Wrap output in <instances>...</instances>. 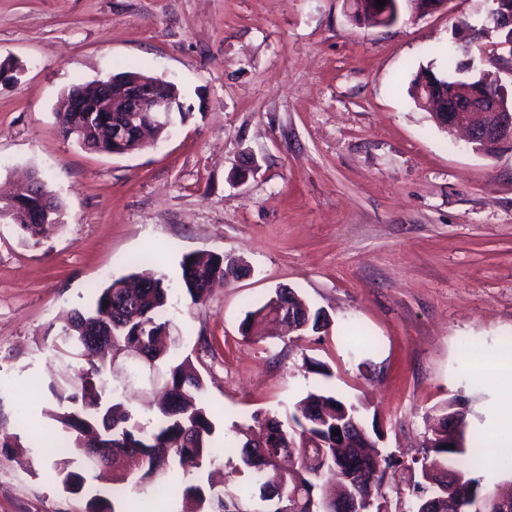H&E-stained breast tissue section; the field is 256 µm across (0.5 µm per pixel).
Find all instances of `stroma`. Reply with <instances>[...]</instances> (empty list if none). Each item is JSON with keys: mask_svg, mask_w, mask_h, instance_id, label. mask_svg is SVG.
<instances>
[{"mask_svg": "<svg viewBox=\"0 0 512 512\" xmlns=\"http://www.w3.org/2000/svg\"><path fill=\"white\" fill-rule=\"evenodd\" d=\"M478 6L382 26L354 21L350 0H0V61L22 69L0 83V195L35 171L63 204L37 243L0 218V512H84L45 480L49 448L9 436L53 401L63 315L142 268L174 286L168 316L205 382L226 493L250 480L239 426L322 388L382 428L387 512H409L449 400L467 399L494 449L499 393L470 355H512V151H474L408 94L419 68L446 69ZM128 70L174 82L188 118L125 155L63 139L64 94ZM196 252L243 269L199 304L176 287ZM280 287L326 311L328 332L243 337Z\"/></svg>", "mask_w": 512, "mask_h": 512, "instance_id": "stroma-1", "label": "stroma"}]
</instances>
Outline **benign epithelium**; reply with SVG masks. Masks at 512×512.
<instances>
[{"label":"benign epithelium","instance_id":"7a95c632","mask_svg":"<svg viewBox=\"0 0 512 512\" xmlns=\"http://www.w3.org/2000/svg\"><path fill=\"white\" fill-rule=\"evenodd\" d=\"M404 0H386L382 10L377 3L359 2V10L379 13V17L399 16ZM481 28L466 23L455 28V40L462 49L458 77L449 92L442 83L430 78L423 81L418 94L423 106L444 114L440 126L448 131L464 130L473 149L493 156L503 147L512 149V101L498 84L488 80L483 66L495 67L512 76V64L503 55L474 52L472 44L491 34H509V55L512 56V0H489ZM176 85L159 77L129 73L98 79L90 91L73 90L65 99V112H138L144 115L143 124L134 132L121 123L101 122L99 133L112 141V154L124 155L130 134L139 140L159 133L185 118L184 105L175 91ZM113 376L126 387L144 381L153 386L162 383L161 372L144 361L141 346L134 343L124 347L113 363ZM485 507L489 512H506L509 497L497 491H486Z\"/></svg>","mask_w":512,"mask_h":512}]
</instances>
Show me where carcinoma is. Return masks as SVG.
<instances>
[{"instance_id":"obj_1","label":"carcinoma","mask_w":512,"mask_h":512,"mask_svg":"<svg viewBox=\"0 0 512 512\" xmlns=\"http://www.w3.org/2000/svg\"><path fill=\"white\" fill-rule=\"evenodd\" d=\"M51 205L48 221L23 224L21 229L37 241L60 227L62 206L44 190ZM39 196L28 188L0 204V212L20 207L36 208ZM180 287L195 303L205 300V285L226 277L224 257L210 253H192L180 263ZM125 281L118 278L92 291L93 303L72 311L52 342V357L57 363V376L49 384L55 404L42 410L46 431L35 426L34 436L51 435L50 448L54 461L50 479L66 493L77 494L84 487L83 472H96V479L106 480L104 469L112 464L131 478V487H101L88 495L85 512H115L111 499L122 498L126 512H154L151 500L161 489L165 499L181 498V512H258L252 501L267 503L266 512L288 508L289 493L295 487L306 495H314L313 512H336V501L353 496L378 500L384 470L394 463L377 451L381 439L379 429L366 432L365 444L342 445L332 431L362 423L360 407L336 398L322 389L308 392L300 399L287 420L277 415L252 416L262 432L260 440L249 438L253 425H242L245 438L240 461L251 476V488L240 495L224 493L214 486L201 485L203 472L219 463V448L211 441L214 432L212 412L205 399V386L192 361L178 359L177 348L167 344L164 330L174 327L166 317L171 288L161 277H148L150 287L143 289L124 316L107 317L110 292ZM285 300L304 318L307 326L288 330L320 333L328 331L331 320L318 309L313 310L292 289H283ZM274 292L261 306L246 314L241 323L242 335L258 336V327L275 310ZM96 327L124 346L143 342L148 354L163 373L168 392L157 410L141 420L124 406L119 397L124 389L111 379L109 369L88 361V367L75 369L73 362L85 356L78 337L85 327ZM454 398L442 409L438 426L428 438L421 459V480L413 487L414 502L410 512H421L429 498L444 497L450 505L442 512H486V487L477 473L483 464L480 438L470 434L467 410ZM282 455L292 462L282 469L270 460ZM364 469L373 474L369 484L359 486L345 479L347 472Z\"/></svg>"}]
</instances>
